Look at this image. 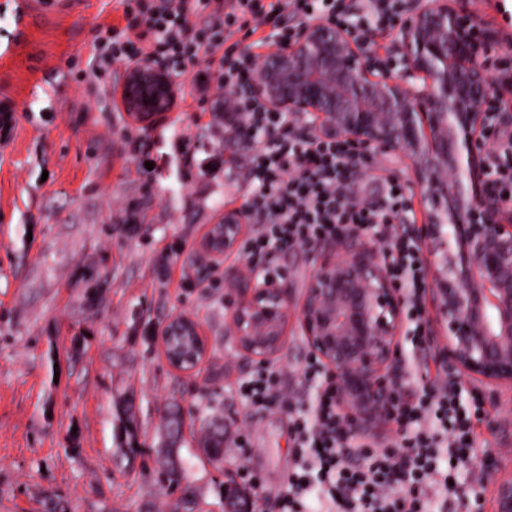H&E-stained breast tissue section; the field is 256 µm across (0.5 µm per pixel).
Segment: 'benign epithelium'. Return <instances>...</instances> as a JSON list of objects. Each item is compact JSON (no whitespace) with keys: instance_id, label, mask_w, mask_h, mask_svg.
Masks as SVG:
<instances>
[{"instance_id":"1","label":"benign epithelium","mask_w":512,"mask_h":512,"mask_svg":"<svg viewBox=\"0 0 512 512\" xmlns=\"http://www.w3.org/2000/svg\"><path fill=\"white\" fill-rule=\"evenodd\" d=\"M493 42L455 0H416L398 27L392 51L401 69L365 60L350 29L316 19L298 36L273 43L253 71L249 91L272 112L310 119L323 138L356 152L409 162L424 209L422 244L431 256L429 301L442 357L457 374L490 390L512 387V205L488 190L490 133L512 127V94L487 112ZM122 100L136 122L170 110L174 91L159 63L130 68ZM247 209L210 225L199 252L214 266L240 248ZM318 247L317 266L301 297L254 271L231 280L224 306L227 341L245 360L272 366L296 320L336 389L348 435L386 422L398 385L396 356L404 326L399 290L378 248L362 234ZM196 336L184 360L168 351L175 331ZM157 341L170 367L195 373L209 345L193 319L172 315ZM494 512H512V475L493 472ZM224 512H261L256 487L224 469Z\"/></svg>"}]
</instances>
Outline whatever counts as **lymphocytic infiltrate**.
Listing matches in <instances>:
<instances>
[{
	"label": "lymphocytic infiltrate",
	"mask_w": 512,
	"mask_h": 512,
	"mask_svg": "<svg viewBox=\"0 0 512 512\" xmlns=\"http://www.w3.org/2000/svg\"><path fill=\"white\" fill-rule=\"evenodd\" d=\"M124 2V16L139 18L138 31L126 40L113 27L112 48L94 54L95 65L131 67L160 58L179 74L201 67V92L214 86L224 93L225 129L253 143L245 203L251 223L262 230L249 242L248 256L310 248L354 230L367 233L380 244L390 277L404 295L410 343L423 346L427 259L420 232L402 226L407 209L401 183L384 179L374 198L359 193L363 175L351 147L296 132L293 119L270 111L245 90L260 49L293 39L312 18L353 27L367 41L389 37L400 21L395 0H367L361 14L347 11L342 0ZM206 11L213 23L193 33L192 18ZM488 179L494 194L512 201L511 134L496 143ZM299 385L309 401L289 414L293 456L281 512H301L312 493L323 499L325 512H454L469 498L458 472L474 455L481 410L463 406L457 377L427 374L413 400L396 396L390 413L396 441L382 451H361L358 465L350 462L358 446L345 436L336 391L318 360L306 364ZM239 391L257 414L288 405L268 369L243 380ZM441 459L447 471H439Z\"/></svg>",
	"instance_id": "f902f5d3"
}]
</instances>
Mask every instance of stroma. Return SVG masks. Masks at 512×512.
Wrapping results in <instances>:
<instances>
[{
	"mask_svg": "<svg viewBox=\"0 0 512 512\" xmlns=\"http://www.w3.org/2000/svg\"><path fill=\"white\" fill-rule=\"evenodd\" d=\"M473 20L497 37L489 58L512 55V0L478 5ZM123 20L118 0H80L75 10L34 13L16 35L13 0H0V512H168L173 495L156 478L155 449L165 406L185 414V483L203 512H222L224 476L196 439L202 407L221 403L224 463L254 484L264 512H280L292 449L288 412L257 415L237 392L256 366L224 344L225 273L197 243L224 211L243 201L251 144L208 122L195 107L193 75H173L171 110L134 122L121 101L124 66L90 77L93 44ZM396 176L419 227L423 210L412 173L371 161L367 192ZM166 262L165 282L156 267ZM316 256L279 251L264 260L301 296ZM96 302H88L90 286ZM195 319L208 356L195 375L173 370L155 339L169 316ZM311 352L296 322L275 370L289 395L299 390ZM133 398L138 455L123 459L116 403ZM483 444L460 473L473 489L487 471H512V389H501L481 426Z\"/></svg>",
	"mask_w": 512,
	"mask_h": 512,
	"instance_id": "1",
	"label": "stroma"
}]
</instances>
